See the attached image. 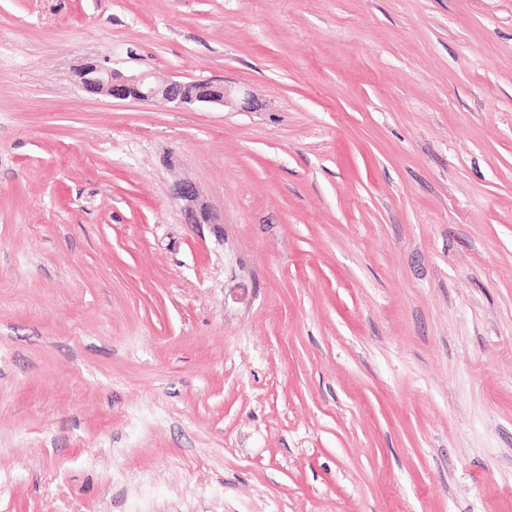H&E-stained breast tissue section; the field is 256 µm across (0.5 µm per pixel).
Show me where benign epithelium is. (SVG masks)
<instances>
[{
  "label": "benign epithelium",
  "mask_w": 512,
  "mask_h": 512,
  "mask_svg": "<svg viewBox=\"0 0 512 512\" xmlns=\"http://www.w3.org/2000/svg\"><path fill=\"white\" fill-rule=\"evenodd\" d=\"M82 88L92 94L105 93L115 99L148 102L159 107L208 106L228 104L224 84L213 81H158L150 72L119 79L115 72L96 61L85 64L80 72Z\"/></svg>",
  "instance_id": "benign-epithelium-1"
}]
</instances>
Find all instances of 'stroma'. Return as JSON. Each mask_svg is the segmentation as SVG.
<instances>
[{"label": "stroma", "mask_w": 512, "mask_h": 512, "mask_svg": "<svg viewBox=\"0 0 512 512\" xmlns=\"http://www.w3.org/2000/svg\"><path fill=\"white\" fill-rule=\"evenodd\" d=\"M0 512H512V0H0ZM82 88L92 94L105 93L119 100L148 102L159 107L208 106L222 108L228 104V92L224 83L213 81L183 82L179 80L158 81L150 72H143L132 78L118 79L112 68L97 61L85 64L80 72ZM217 86L209 94L208 90H199L193 94L189 87Z\"/></svg>", "instance_id": "stroma-1"}]
</instances>
